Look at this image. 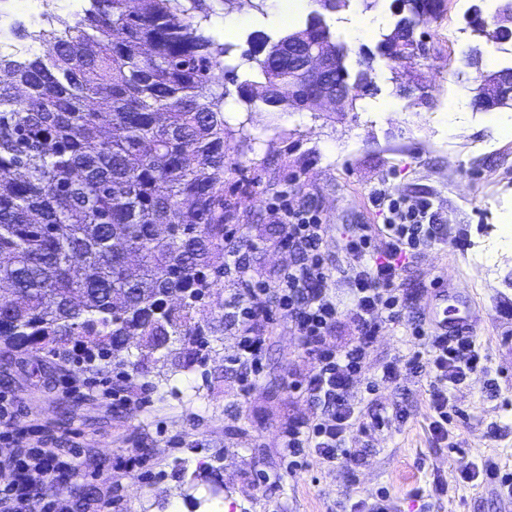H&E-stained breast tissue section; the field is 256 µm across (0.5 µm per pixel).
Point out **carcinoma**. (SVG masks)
Instances as JSON below:
<instances>
[{"instance_id":"carcinoma-1","label":"carcinoma","mask_w":512,"mask_h":512,"mask_svg":"<svg viewBox=\"0 0 512 512\" xmlns=\"http://www.w3.org/2000/svg\"><path fill=\"white\" fill-rule=\"evenodd\" d=\"M57 24L30 34L44 54H0V339L107 361L116 394L154 390L149 363L189 369L212 333L196 313L228 230L224 94L207 90L228 47L179 0H90ZM255 64L238 93L256 106L288 60Z\"/></svg>"}]
</instances>
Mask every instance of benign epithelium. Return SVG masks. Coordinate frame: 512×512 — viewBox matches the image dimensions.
I'll return each instance as SVG.
<instances>
[{"instance_id":"obj_1","label":"benign epithelium","mask_w":512,"mask_h":512,"mask_svg":"<svg viewBox=\"0 0 512 512\" xmlns=\"http://www.w3.org/2000/svg\"><path fill=\"white\" fill-rule=\"evenodd\" d=\"M443 6V0H398L399 12H408L402 18V25L413 30L419 21L427 16L437 14ZM274 47L279 51H288V72L296 79L288 82L289 101H301L313 111L333 107L337 110L353 105L357 88L344 84L339 72L345 69L347 48L327 37L315 36V32L306 29L288 34ZM499 94L501 101L507 102L512 97V69H505L498 74L495 84L480 89L476 99L478 109H485L488 96ZM276 94L273 103L286 98Z\"/></svg>"}]
</instances>
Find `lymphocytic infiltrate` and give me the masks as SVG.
Listing matches in <instances>:
<instances>
[{
  "label": "lymphocytic infiltrate",
  "mask_w": 512,
  "mask_h": 512,
  "mask_svg": "<svg viewBox=\"0 0 512 512\" xmlns=\"http://www.w3.org/2000/svg\"><path fill=\"white\" fill-rule=\"evenodd\" d=\"M373 203L385 214L386 222L377 230L385 238L384 248L378 253L372 250L377 231L368 224L344 242L343 251L355 260L348 275L351 305L345 311L336 302L333 273L319 252L326 225L307 210L285 204L274 208L288 246L297 253L313 255L311 263L295 265L259 290L272 297L280 317L291 326L303 352L314 362L312 374L293 382L292 387L317 401L322 412L309 422H294L284 429L282 447L293 458L311 448L323 459L335 460L346 454L347 440L354 431H366L354 393L357 381H365L366 391L371 394L379 385L394 384L423 371L430 378V404L436 414L434 432L447 437L449 386L463 383L484 367L473 339L428 334L418 326L414 333L423 338L422 349L398 355L382 366L378 378L365 380L366 359L374 336L383 325L400 322L403 317L402 272L435 240L427 203L394 196L383 187L374 193ZM237 283L229 301L240 319L241 338L234 362L255 374L262 366L269 313L245 305V298L257 290L246 277H238ZM344 314L353 321L357 334L337 348L330 345L329 337ZM64 467V462L56 460L52 450L41 444L17 449L8 462L0 464V512H37L41 507L46 512H70L65 503H44L32 494L31 474H38L50 484Z\"/></svg>",
  "instance_id": "f902f5d3"
}]
</instances>
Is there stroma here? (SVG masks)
Returning a JSON list of instances; mask_svg holds the SVG:
<instances>
[{
	"label": "stroma",
	"instance_id": "1",
	"mask_svg": "<svg viewBox=\"0 0 512 512\" xmlns=\"http://www.w3.org/2000/svg\"><path fill=\"white\" fill-rule=\"evenodd\" d=\"M301 18L283 28L270 20L269 0H206L204 34L224 41V19L239 17L240 32L224 63L236 82H225L224 222L246 234L241 263L264 282L310 255L288 249L272 211L276 193L290 189L293 207L309 208L328 231L320 251L334 274L341 307L350 295L345 276L353 260L340 248L360 225L380 224L370 197L380 182L413 200H426L436 240L409 263L402 282L409 301L401 322L381 329L367 358V375L379 373L395 355L420 349L413 322L433 301L432 285L452 277L480 310L474 335L485 371L450 387L456 415L448 438L430 427L435 414L425 378L380 386L360 407L386 416L383 430L353 433L352 453L327 461L308 452L301 469L288 470L281 432L288 423L320 415L321 407L290 389L313 371L297 336L273 319L263 371L244 387L234 369L240 326L228 320L231 276L211 290L198 316L211 322L203 365L186 370L157 363L171 393L137 387L112 394L115 370L106 362L59 360L44 352L14 350L0 343V395L15 399L11 439H0V460L17 441L44 440L77 469L61 479L51 499L86 512V504L114 501L112 512H190L181 496L184 481L209 465L219 470L224 491L212 512H354L356 502L386 493L392 512H504L512 492L501 484L466 481L484 462L512 475V245L478 253L492 226L512 225V134L501 133L512 108L478 110L479 74L512 67V52L498 51L474 30L482 0L461 12L445 0L440 14L414 30L426 54L388 61L379 45L399 20L394 0H350L330 11L319 0H296ZM320 13L336 42L348 49L350 74L368 72L372 88L352 109L267 112L250 107L236 84L257 77L245 51L253 32L278 40L301 30ZM373 28L358 35L360 19ZM137 449L147 463L131 473L115 470L117 457Z\"/></svg>",
	"mask_w": 512,
	"mask_h": 512
}]
</instances>
